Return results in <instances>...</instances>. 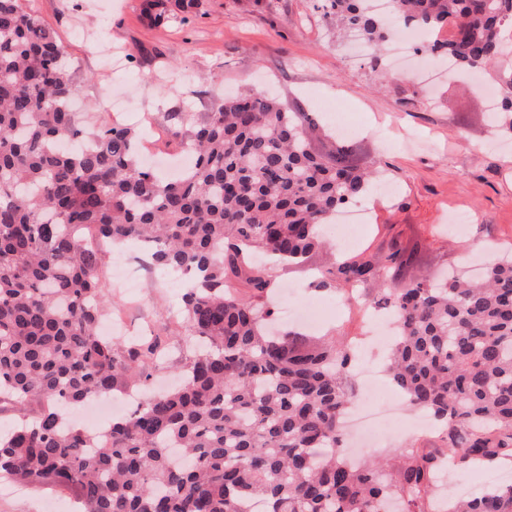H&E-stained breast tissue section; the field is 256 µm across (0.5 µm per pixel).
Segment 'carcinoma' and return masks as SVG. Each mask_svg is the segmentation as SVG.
Here are the masks:
<instances>
[{"label":"carcinoma","mask_w":512,"mask_h":512,"mask_svg":"<svg viewBox=\"0 0 512 512\" xmlns=\"http://www.w3.org/2000/svg\"><path fill=\"white\" fill-rule=\"evenodd\" d=\"M368 0H314L313 9L371 50L372 68L396 36ZM412 29H451L418 50L459 73H496L512 0H389ZM202 0H144L161 21ZM492 123L512 139V74L499 77ZM64 47L22 0H0V479L75 493L81 512H428L438 463L410 448L387 462L346 456L347 342L295 330L273 335L272 281L253 253L302 265L325 246L323 227L381 176L348 140L320 153L319 124L275 97L240 93L186 128L190 169L165 179L143 167L133 129L88 128L71 111ZM120 245L135 238L153 261L189 276L180 327L198 340L178 386L144 395L101 432L69 427L61 407L114 390L148 388L158 338L104 336L111 304L101 252L83 232ZM417 248L335 260L318 289L363 291L394 311L386 372L408 404L440 426L460 465L512 461V253L474 279L457 266L439 280L408 275ZM437 512H512V485Z\"/></svg>","instance_id":"carcinoma-1"}]
</instances>
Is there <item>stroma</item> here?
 <instances>
[{
    "label": "stroma",
    "instance_id": "stroma-1",
    "mask_svg": "<svg viewBox=\"0 0 512 512\" xmlns=\"http://www.w3.org/2000/svg\"><path fill=\"white\" fill-rule=\"evenodd\" d=\"M61 40L74 67L80 114L109 120L111 97L127 99L123 122L146 143L143 152L159 175L175 173L183 152L170 120L174 112L216 111L225 94L269 91L304 112L339 103L359 126L353 138L361 164L379 163L397 185L393 201L380 192L363 196L370 214L357 253L370 254L392 237L419 245L412 273L422 277L456 264L459 246L444 237L450 209H472L471 235L491 252L512 249V149L490 148L494 130L484 94L439 75L433 86L386 78L336 38L311 0H204L186 20L149 21L142 0H24ZM124 56L121 75L106 70L101 45ZM123 251L141 264L139 288L113 285V308L121 326L159 339L166 351L156 371L169 381L191 352L176 337L184 284L175 272L145 260L137 243ZM325 253L302 268L272 270L280 289L294 285L303 298L335 302L333 290L311 287ZM400 448H418L447 459L435 430H421L415 416L401 413L392 441L367 449L396 471ZM67 494L20 489L0 499V512H74Z\"/></svg>",
    "mask_w": 512,
    "mask_h": 512
}]
</instances>
